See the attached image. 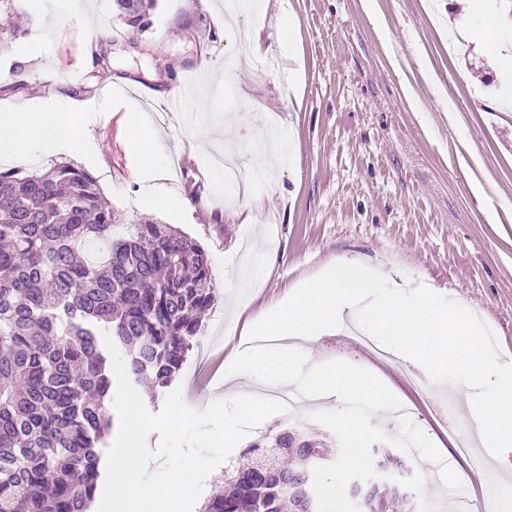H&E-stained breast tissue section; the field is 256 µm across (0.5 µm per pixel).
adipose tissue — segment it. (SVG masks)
Instances as JSON below:
<instances>
[{"mask_svg": "<svg viewBox=\"0 0 512 512\" xmlns=\"http://www.w3.org/2000/svg\"><path fill=\"white\" fill-rule=\"evenodd\" d=\"M131 146L140 167L160 165L157 134L145 114L130 117ZM47 143L71 153L84 146L81 107L65 93L0 114V154L16 162L33 158ZM349 321L373 327L404 359L433 373H458L469 421L482 447L499 467L512 471V362L502 359L470 306L445 301L425 288L400 284L381 271L356 263L329 268L305 288L292 292L273 316L250 325L258 346L224 363V382L209 391V404L224 419L217 440L231 448L246 426L260 422L266 410L260 392L269 377L290 365L327 328ZM308 398L338 396L367 399L386 406L384 388L374 377L325 361L314 362L298 381Z\"/></svg>", "mask_w": 512, "mask_h": 512, "instance_id": "ef3b65f1", "label": "adipose tissue"}]
</instances>
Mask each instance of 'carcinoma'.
I'll return each mask as SVG.
<instances>
[{
    "label": "carcinoma",
    "instance_id": "obj_1",
    "mask_svg": "<svg viewBox=\"0 0 512 512\" xmlns=\"http://www.w3.org/2000/svg\"><path fill=\"white\" fill-rule=\"evenodd\" d=\"M132 30L154 0H116ZM118 220L72 161L0 171V512H89L112 427L107 332L134 381L165 388L214 304L204 249L170 224ZM202 512H321L311 471L334 448L297 430L266 437ZM367 512L402 489L363 486Z\"/></svg>",
    "mask_w": 512,
    "mask_h": 512
}]
</instances>
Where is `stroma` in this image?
Instances as JSON below:
<instances>
[{
    "label": "stroma",
    "instance_id": "obj_1",
    "mask_svg": "<svg viewBox=\"0 0 512 512\" xmlns=\"http://www.w3.org/2000/svg\"><path fill=\"white\" fill-rule=\"evenodd\" d=\"M504 11L502 0H263L254 10L157 0L137 33L114 0H87L78 16L67 0H26L25 36L0 51V113L52 90L89 101L82 125L93 149L73 162L97 178L123 224L172 225L209 256L215 302L195 343L212 357L239 350L251 322L327 266L359 261L469 303L512 358V112L501 106L512 70L499 52L512 47V24L494 50L448 42L461 22L477 28ZM94 55L108 62L106 75ZM194 72L226 79L168 111V89ZM136 108L162 135L154 179L129 145ZM221 157L248 172L246 189L226 181ZM168 193L184 199L182 210L151 206ZM312 357L371 373L409 414L332 399L274 416L208 476L211 492L250 444L297 429L336 448L317 477L324 512H359L351 485L372 475L383 449L410 468L413 512H457L438 489L431 451L452 459L459 495L487 512L478 470L488 457L477 446L455 453V377L373 355L347 327L321 337Z\"/></svg>",
    "mask_w": 512,
    "mask_h": 512
}]
</instances>
